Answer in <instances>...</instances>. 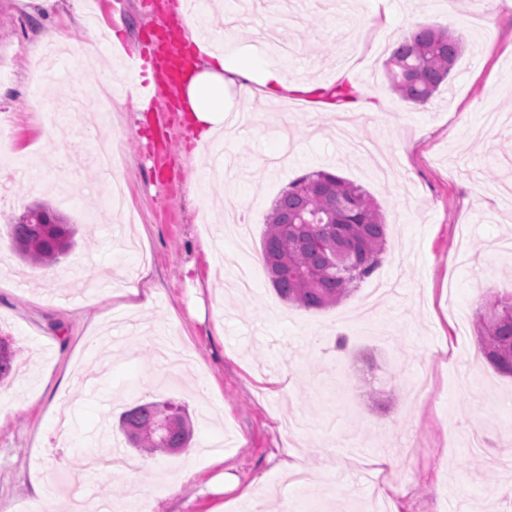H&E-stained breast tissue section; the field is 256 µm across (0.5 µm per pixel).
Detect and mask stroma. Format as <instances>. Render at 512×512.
Listing matches in <instances>:
<instances>
[{
	"mask_svg": "<svg viewBox=\"0 0 512 512\" xmlns=\"http://www.w3.org/2000/svg\"><path fill=\"white\" fill-rule=\"evenodd\" d=\"M67 23L59 0H0V336L17 350L0 380V512H20L42 483L65 507L72 488L96 503L129 502L137 487L154 512H512V377L485 361L479 310L512 295V124L488 128L487 113L512 116V5L507 0H211L200 18L215 37L222 19L239 45L278 53L294 80L321 85L349 76L344 105L356 137L307 95L265 102L243 127L247 102L231 97L223 153L191 155L177 114L178 88L155 109L119 107L123 61L69 66L74 84L57 103L109 82L106 125L42 132L26 76L48 46L44 32L80 41L116 30L120 49L147 54L181 26L177 0H86ZM419 24L444 27L463 51L447 84L423 109L390 87L385 62ZM111 140L117 163L103 176L92 158ZM328 169L361 185L388 225L377 272L340 304L307 310L284 302L260 260L265 218L299 176ZM125 187L136 223L108 209L107 180ZM47 204L78 229V245L50 279L10 250V226ZM149 263L163 295L141 314L114 321L98 301L102 268L120 289ZM252 266L250 288L229 287L234 267ZM348 340L336 347L338 337ZM435 378L433 399L413 400L416 377ZM284 378V386L274 378ZM169 401L189 418L190 448L142 456L116 428L120 414ZM487 441L470 447L474 432ZM98 457L84 472L77 457ZM392 458L379 469V458ZM305 475L292 482L287 464ZM238 485L222 493V473ZM385 494H378V487Z\"/></svg>",
	"mask_w": 512,
	"mask_h": 512,
	"instance_id": "1",
	"label": "stroma"
}]
</instances>
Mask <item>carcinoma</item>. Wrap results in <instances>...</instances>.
Segmentation results:
<instances>
[{
  "mask_svg": "<svg viewBox=\"0 0 512 512\" xmlns=\"http://www.w3.org/2000/svg\"><path fill=\"white\" fill-rule=\"evenodd\" d=\"M462 43L445 28L420 25L403 38L387 62L391 89L426 104L447 81ZM323 99L356 100L351 84L338 82ZM37 205L11 225L20 260L35 269L51 268L75 246L76 229ZM386 224L379 205L361 186L334 172L306 173L283 190L266 218L262 257L278 296L306 309L335 306L380 267ZM481 351L497 372L512 375V297L488 303L477 315ZM17 351L0 337V379L7 377ZM133 447L167 453L187 448L192 430L180 408L151 402L130 408L119 420Z\"/></svg>",
  "mask_w": 512,
  "mask_h": 512,
  "instance_id": "obj_1",
  "label": "carcinoma"
}]
</instances>
